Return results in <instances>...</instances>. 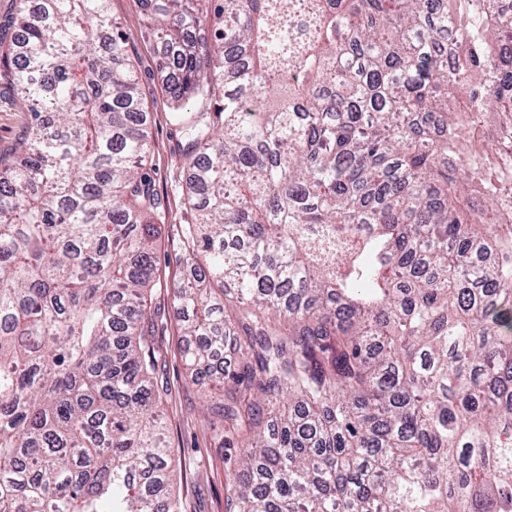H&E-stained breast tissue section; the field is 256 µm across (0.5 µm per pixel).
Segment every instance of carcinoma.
Returning <instances> with one entry per match:
<instances>
[{
	"mask_svg": "<svg viewBox=\"0 0 512 512\" xmlns=\"http://www.w3.org/2000/svg\"><path fill=\"white\" fill-rule=\"evenodd\" d=\"M0 167V512H181L154 334L153 140L110 0H13ZM182 147L183 356L233 512H512V142L500 0H139ZM205 32L201 39L190 32ZM465 43L462 60L448 54ZM29 122L30 113L11 78L0 76V159L6 162L16 156L21 134Z\"/></svg>",
	"mask_w": 512,
	"mask_h": 512,
	"instance_id": "1",
	"label": "carcinoma"
}]
</instances>
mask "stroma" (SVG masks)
Returning a JSON list of instances; mask_svg holds the SVG:
<instances>
[{"label":"stroma","mask_w":512,"mask_h":512,"mask_svg":"<svg viewBox=\"0 0 512 512\" xmlns=\"http://www.w3.org/2000/svg\"><path fill=\"white\" fill-rule=\"evenodd\" d=\"M111 10L130 38V58L139 76L155 143L149 174L167 201L161 218L165 233L157 254L161 286L154 293L153 306L167 313L156 329V338L166 353L168 392L163 412L177 465L174 489L182 512H226L224 430L204 415L211 396L203 387L186 381L181 325L169 315L171 285L184 273L178 227L193 221V214L184 203L186 171L179 152L185 133L174 119L173 105L157 76L154 46L141 35L144 25L138 0H111ZM29 121L30 114L14 83L9 76H0V159L15 157Z\"/></svg>","instance_id":"35a3bbf8"}]
</instances>
